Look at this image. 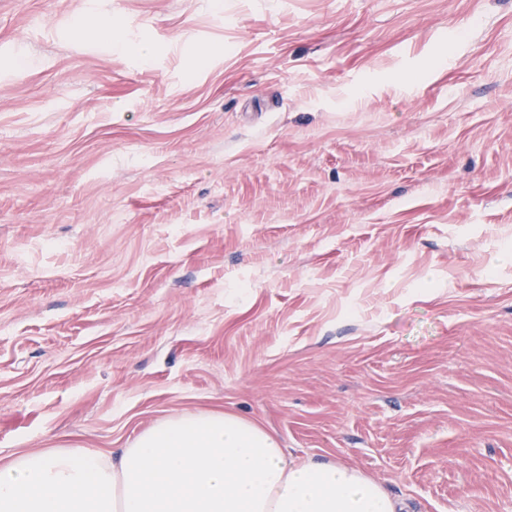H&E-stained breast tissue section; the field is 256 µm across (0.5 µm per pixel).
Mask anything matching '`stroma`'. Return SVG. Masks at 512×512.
Wrapping results in <instances>:
<instances>
[{
  "label": "stroma",
  "mask_w": 512,
  "mask_h": 512,
  "mask_svg": "<svg viewBox=\"0 0 512 512\" xmlns=\"http://www.w3.org/2000/svg\"><path fill=\"white\" fill-rule=\"evenodd\" d=\"M208 412L512 512V0H0V462Z\"/></svg>",
  "instance_id": "obj_1"
}]
</instances>
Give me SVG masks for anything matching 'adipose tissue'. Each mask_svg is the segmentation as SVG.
I'll return each mask as SVG.
<instances>
[{
  "mask_svg": "<svg viewBox=\"0 0 512 512\" xmlns=\"http://www.w3.org/2000/svg\"><path fill=\"white\" fill-rule=\"evenodd\" d=\"M0 512H400L342 463L290 460L229 413L172 415L117 455L58 448L0 464Z\"/></svg>",
  "mask_w": 512,
  "mask_h": 512,
  "instance_id": "ef3b65f1",
  "label": "adipose tissue"
}]
</instances>
